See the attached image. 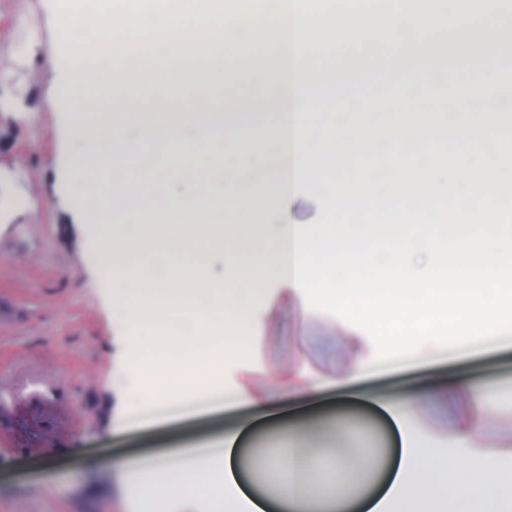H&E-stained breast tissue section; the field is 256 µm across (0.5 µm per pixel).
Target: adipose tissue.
<instances>
[{
	"label": "adipose tissue",
	"mask_w": 512,
	"mask_h": 512,
	"mask_svg": "<svg viewBox=\"0 0 512 512\" xmlns=\"http://www.w3.org/2000/svg\"><path fill=\"white\" fill-rule=\"evenodd\" d=\"M64 49L60 102L71 110L69 134L79 143L69 158L72 191L83 206L100 249L98 273L111 280L129 314L127 331L151 355L138 366L140 401L157 423L259 410L266 401L239 379L224 389V370L245 357L254 302L277 283L294 284V228L289 208L296 187L320 183L326 210L350 213L362 227L369 208L406 204L430 209V91L391 69L387 22L395 0H259L255 9L227 11L224 0H63ZM251 33L264 66L248 56L225 55L226 35ZM275 87L271 96H242L243 78ZM198 102L196 135L183 137L185 115L134 109L151 94ZM112 101L103 109V101ZM409 111L371 139L369 115L395 102ZM157 146L166 174L206 177L216 189H192L147 206L124 177L143 144ZM240 164H232V157ZM112 175V206L121 224L105 220L85 194L94 173ZM224 275L213 278L214 257ZM412 400L387 411L400 452L385 489L365 500L364 512H505L512 505V470L497 454L471 444L478 426L454 431L469 449L467 463L439 455L415 439ZM237 435L220 448L188 450L170 465L152 466L115 456L130 498L148 497L166 512L176 497L207 502L209 512H265V499L248 495L235 468ZM305 449L288 446L260 456L288 496V512L315 503L346 505L334 486L308 480Z\"/></svg>",
	"instance_id": "ef3b65f1"
}]
</instances>
